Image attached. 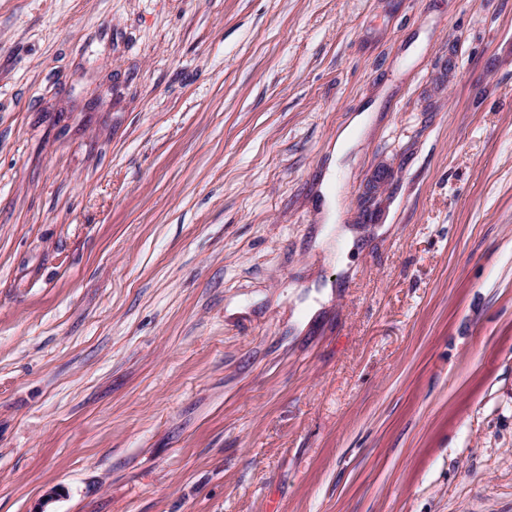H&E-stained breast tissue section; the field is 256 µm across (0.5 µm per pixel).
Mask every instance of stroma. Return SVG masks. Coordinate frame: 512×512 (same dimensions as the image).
I'll use <instances>...</instances> for the list:
<instances>
[{
	"label": "stroma",
	"instance_id": "1",
	"mask_svg": "<svg viewBox=\"0 0 512 512\" xmlns=\"http://www.w3.org/2000/svg\"><path fill=\"white\" fill-rule=\"evenodd\" d=\"M0 512H512V0H0ZM367 119L368 117L365 112L352 117L348 125L339 134L336 145L332 150V155L328 166L329 172L323 180V184L326 188L324 195L325 209L327 212V219L330 221L334 219V214L336 217V199L328 189L332 183V174L334 171L336 172V161L344 154L349 144L354 139L355 134L365 125Z\"/></svg>",
	"mask_w": 512,
	"mask_h": 512
}]
</instances>
